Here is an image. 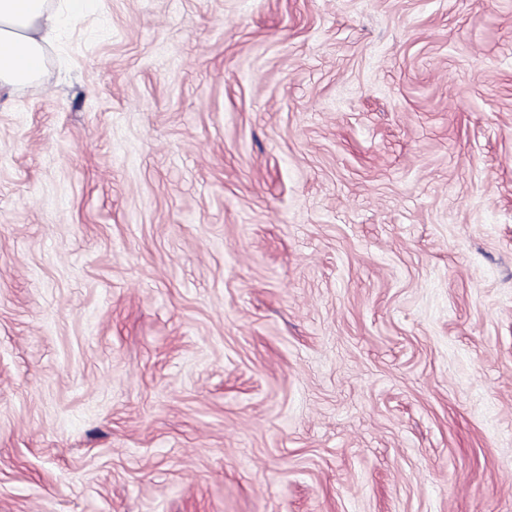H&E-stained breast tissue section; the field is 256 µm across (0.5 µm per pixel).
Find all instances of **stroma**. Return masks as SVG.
Segmentation results:
<instances>
[{"label":"stroma","mask_w":512,"mask_h":512,"mask_svg":"<svg viewBox=\"0 0 512 512\" xmlns=\"http://www.w3.org/2000/svg\"><path fill=\"white\" fill-rule=\"evenodd\" d=\"M0 512H512V0H98L0 90Z\"/></svg>","instance_id":"obj_1"}]
</instances>
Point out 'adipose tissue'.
Returning a JSON list of instances; mask_svg holds the SVG:
<instances>
[{
  "mask_svg": "<svg viewBox=\"0 0 512 512\" xmlns=\"http://www.w3.org/2000/svg\"><path fill=\"white\" fill-rule=\"evenodd\" d=\"M93 0H0V89L20 87L41 75L44 45Z\"/></svg>",
  "mask_w": 512,
  "mask_h": 512,
  "instance_id": "obj_1",
  "label": "adipose tissue"
}]
</instances>
